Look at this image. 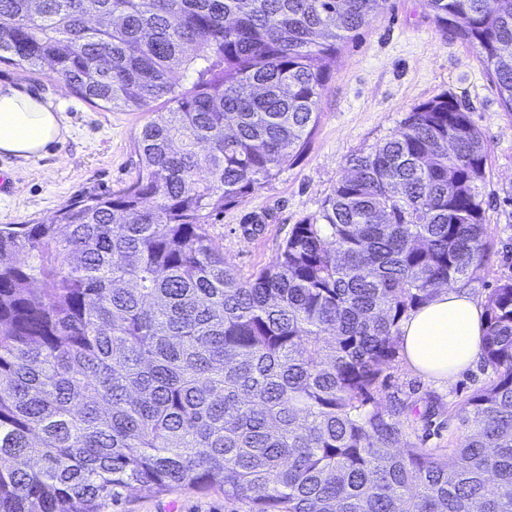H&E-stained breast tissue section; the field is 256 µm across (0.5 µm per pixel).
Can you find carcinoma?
<instances>
[{"mask_svg": "<svg viewBox=\"0 0 512 512\" xmlns=\"http://www.w3.org/2000/svg\"><path fill=\"white\" fill-rule=\"evenodd\" d=\"M426 2L512 112V0ZM378 4L0 0V63L105 109L168 105L120 190L0 224V512L182 485L248 512H512V277L485 297L460 446L401 442L406 405L380 403L402 320L491 258L468 113L415 107L247 277L208 233L304 151L326 60Z\"/></svg>", "mask_w": 512, "mask_h": 512, "instance_id": "carcinoma-1", "label": "carcinoma"}]
</instances>
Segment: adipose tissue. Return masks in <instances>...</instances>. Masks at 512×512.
I'll return each instance as SVG.
<instances>
[{
	"label": "adipose tissue",
	"mask_w": 512,
	"mask_h": 512,
	"mask_svg": "<svg viewBox=\"0 0 512 512\" xmlns=\"http://www.w3.org/2000/svg\"><path fill=\"white\" fill-rule=\"evenodd\" d=\"M63 132L58 114L38 95L0 85V153L38 158ZM484 326V306L468 289L441 288L402 321L404 362L416 374L449 381L477 361Z\"/></svg>",
	"instance_id": "ef3b65f1"
}]
</instances>
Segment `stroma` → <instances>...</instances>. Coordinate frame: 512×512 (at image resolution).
Listing matches in <instances>:
<instances>
[{"instance_id":"1","label":"stroma","mask_w":512,"mask_h":512,"mask_svg":"<svg viewBox=\"0 0 512 512\" xmlns=\"http://www.w3.org/2000/svg\"><path fill=\"white\" fill-rule=\"evenodd\" d=\"M318 121L303 154L276 179L226 208L209 226L225 261L249 275L276 257L291 226L318 213L345 175L348 159L380 145L414 107L453 98L468 112L488 150L482 193L493 243L490 262L468 289L482 299L512 276V114L504 112L473 47L435 24L426 0H381L371 19L328 63ZM0 83L38 94L60 115L67 132L39 158L0 155L13 190L0 192V224L41 222L73 197L117 191L135 175L132 139L146 112L95 107L69 94L48 69L28 71L0 63ZM488 380L475 363L446 383L424 379L396 361L388 371L383 403L407 409L403 429L425 448H452L462 429L456 412ZM246 503L217 490L186 486L164 493L122 490L101 512H247Z\"/></svg>"}]
</instances>
